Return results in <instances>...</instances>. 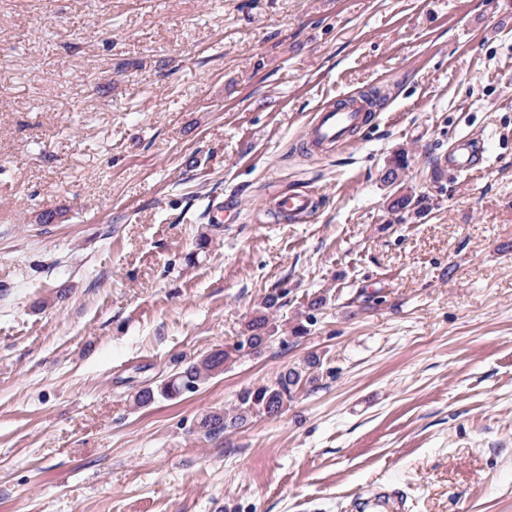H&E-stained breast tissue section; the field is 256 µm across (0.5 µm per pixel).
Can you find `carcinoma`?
I'll return each instance as SVG.
<instances>
[{"label":"carcinoma","instance_id":"1","mask_svg":"<svg viewBox=\"0 0 512 512\" xmlns=\"http://www.w3.org/2000/svg\"><path fill=\"white\" fill-rule=\"evenodd\" d=\"M423 199L406 194L390 203V209L421 210ZM284 293L269 294L263 302V311L244 327L241 339L230 349L213 352L181 366L160 386L140 389L134 397L138 406H146L157 398L171 399L196 390L200 385L224 372V365L237 353L260 354L278 332L274 314L284 306ZM323 362L317 354L281 371L275 379L254 385L240 392L229 410L209 411L196 422L197 431L205 437H216L224 432L245 426L254 418L271 417L281 413L285 403L301 389L318 386Z\"/></svg>","mask_w":512,"mask_h":512}]
</instances>
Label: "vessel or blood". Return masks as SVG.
Masks as SVG:
<instances>
[{
	"mask_svg": "<svg viewBox=\"0 0 512 512\" xmlns=\"http://www.w3.org/2000/svg\"><path fill=\"white\" fill-rule=\"evenodd\" d=\"M374 112L373 104L364 96L348 97L344 107L327 106L318 111L309 124L305 146L317 154H325L338 146L354 143L357 134L368 124ZM484 146L475 138L463 137L447 164L459 172L477 169L483 159ZM317 199L309 193H290L274 197L271 209L278 216L309 215L317 208Z\"/></svg>",
	"mask_w": 512,
	"mask_h": 512,
	"instance_id": "vessel-or-blood-1",
	"label": "vessel or blood"
}]
</instances>
